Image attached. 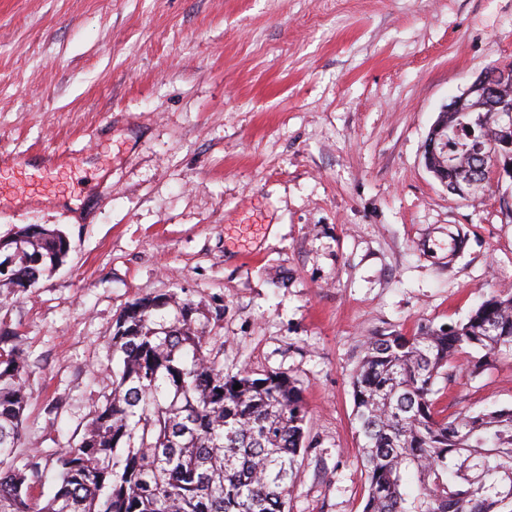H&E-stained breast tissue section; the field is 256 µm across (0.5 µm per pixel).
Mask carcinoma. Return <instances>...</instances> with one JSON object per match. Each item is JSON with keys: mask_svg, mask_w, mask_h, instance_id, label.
I'll list each match as a JSON object with an SVG mask.
<instances>
[{"mask_svg": "<svg viewBox=\"0 0 512 512\" xmlns=\"http://www.w3.org/2000/svg\"><path fill=\"white\" fill-rule=\"evenodd\" d=\"M448 176L481 179L477 156L512 136L487 112L474 137L448 130ZM68 254L40 224L0 239V288H32ZM176 293L144 297L115 324L112 387L78 442L47 458L21 451L29 364L0 318V512H288L305 445L301 389L285 373L224 375ZM512 350V292L483 300L464 321L412 335L370 337L353 377L368 495L363 512H512V407L440 417L435 385L467 355L470 372ZM240 385L235 390L233 386ZM54 470L45 499L34 496Z\"/></svg>", "mask_w": 512, "mask_h": 512, "instance_id": "obj_1", "label": "carcinoma"}]
</instances>
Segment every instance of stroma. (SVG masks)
<instances>
[{"mask_svg": "<svg viewBox=\"0 0 512 512\" xmlns=\"http://www.w3.org/2000/svg\"><path fill=\"white\" fill-rule=\"evenodd\" d=\"M512 63V0H0V239L70 252L0 288L29 364L24 449L81 436L116 320L190 299L227 374L283 372L308 446L288 512H363L352 375L368 337L512 292V177L460 197L424 164L443 107ZM445 414L512 407V354L439 380Z\"/></svg>", "mask_w": 512, "mask_h": 512, "instance_id": "35a3bbf8", "label": "stroma"}]
</instances>
